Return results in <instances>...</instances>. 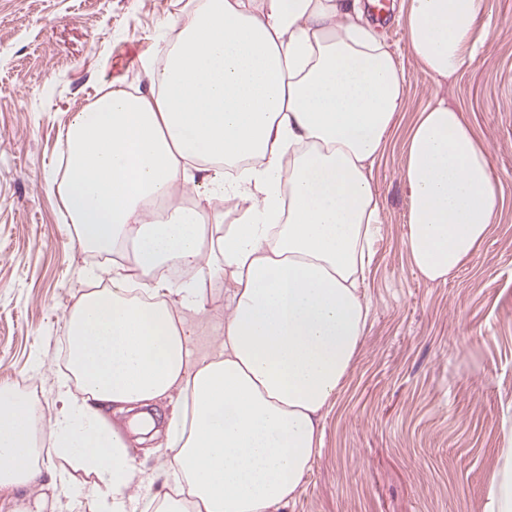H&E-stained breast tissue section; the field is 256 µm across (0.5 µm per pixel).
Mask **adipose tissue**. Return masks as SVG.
Wrapping results in <instances>:
<instances>
[{
	"label": "adipose tissue",
	"mask_w": 512,
	"mask_h": 512,
	"mask_svg": "<svg viewBox=\"0 0 512 512\" xmlns=\"http://www.w3.org/2000/svg\"><path fill=\"white\" fill-rule=\"evenodd\" d=\"M483 0H402L410 54L434 81L477 47ZM148 93L110 90L73 113L65 207L84 248L111 254L67 317L76 391L53 421L0 385V490L42 512V451L95 476L94 512H137L127 431L108 412L165 423L172 489L155 512H284L321 452L320 422L344 387L369 315L360 292L381 230L371 171L406 96L401 62L360 0H200L145 65ZM401 179L406 244L425 280L458 270L497 217L491 150L442 97L417 116ZM237 210L207 224L181 200L197 180ZM223 274L218 357L191 366L167 264ZM488 512H512V428L502 432Z\"/></svg>",
	"instance_id": "obj_1"
}]
</instances>
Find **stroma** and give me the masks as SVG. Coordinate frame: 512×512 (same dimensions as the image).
<instances>
[{
  "mask_svg": "<svg viewBox=\"0 0 512 512\" xmlns=\"http://www.w3.org/2000/svg\"><path fill=\"white\" fill-rule=\"evenodd\" d=\"M199 0H0V385L60 411L66 320L100 262L79 247L60 188L72 112L102 86L144 93L162 22ZM402 0L376 20L402 63L407 99L372 170L381 233L362 292L369 318L349 378L323 420L324 448L286 512H487L503 420L512 414V0H485V41L435 83L409 53ZM435 96L491 148L503 204L485 243L444 282L424 280L406 246L405 137ZM185 313L192 364L218 351L224 281ZM42 366L33 369L31 360ZM136 480L160 491L165 449L131 443Z\"/></svg>",
  "mask_w": 512,
  "mask_h": 512,
  "instance_id": "35a3bbf8",
  "label": "stroma"
}]
</instances>
